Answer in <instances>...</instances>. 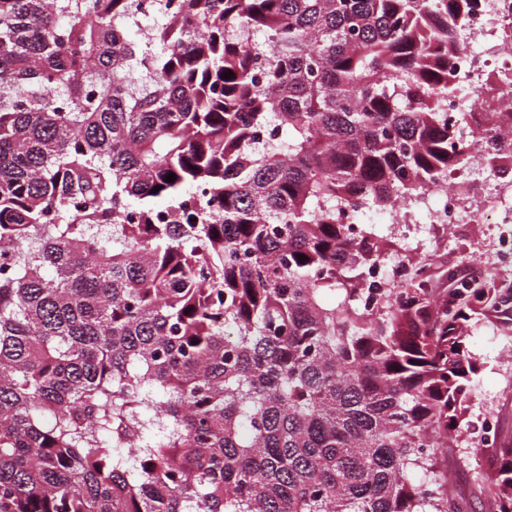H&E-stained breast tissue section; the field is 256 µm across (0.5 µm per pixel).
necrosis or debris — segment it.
Masks as SVG:
<instances>
[{"label": "necrosis or debris", "mask_w": 512, "mask_h": 512, "mask_svg": "<svg viewBox=\"0 0 512 512\" xmlns=\"http://www.w3.org/2000/svg\"><path fill=\"white\" fill-rule=\"evenodd\" d=\"M468 36V48L451 61L461 92L448 98L444 110L452 116L474 111L480 128L494 130L495 147L481 143L471 151V168L481 170L496 166V148H512V123L503 119L512 112V0H471ZM483 213L451 186L439 191L430 215L432 223L451 225L466 217L481 222Z\"/></svg>", "instance_id": "obj_1"}]
</instances>
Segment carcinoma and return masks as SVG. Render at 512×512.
I'll list each match as a JSON object with an SVG mask.
<instances>
[{
    "label": "carcinoma",
    "instance_id": "carcinoma-1",
    "mask_svg": "<svg viewBox=\"0 0 512 512\" xmlns=\"http://www.w3.org/2000/svg\"><path fill=\"white\" fill-rule=\"evenodd\" d=\"M469 9L180 0L153 53L135 0H0V512H470L474 452L512 512L464 333L512 303L420 264L362 302L361 210L469 164ZM475 463L468 467H457L451 459H448V470L452 473L449 487L453 496L463 497L469 501L470 512H489L488 498L474 481L473 468Z\"/></svg>",
    "mask_w": 512,
    "mask_h": 512
}]
</instances>
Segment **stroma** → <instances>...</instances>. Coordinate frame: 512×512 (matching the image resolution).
I'll return each instance as SVG.
<instances>
[{
	"instance_id": "stroma-1",
	"label": "stroma",
	"mask_w": 512,
	"mask_h": 512,
	"mask_svg": "<svg viewBox=\"0 0 512 512\" xmlns=\"http://www.w3.org/2000/svg\"><path fill=\"white\" fill-rule=\"evenodd\" d=\"M458 179L477 192L485 209L484 223L433 224L427 208L419 205L410 211L412 232L405 238L399 237L388 223L386 212L368 210L361 221L384 241L385 265L407 260L427 263L433 293L447 291L446 273L450 270L462 275L470 269L499 284H511L512 278L498 271V249L501 222L512 212L511 206L501 202L500 190L512 180V170L462 173ZM467 347L480 363L474 378L476 393L469 408L471 419L496 414L502 428L512 434V325L493 316L474 319L467 330Z\"/></svg>"
}]
</instances>
